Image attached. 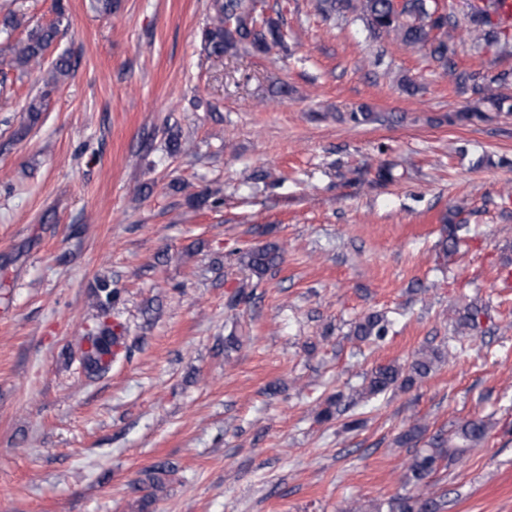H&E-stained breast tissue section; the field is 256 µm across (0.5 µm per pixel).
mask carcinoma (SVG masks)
Here are the masks:
<instances>
[{
	"label": "carcinoma",
	"instance_id": "carcinoma-1",
	"mask_svg": "<svg viewBox=\"0 0 512 512\" xmlns=\"http://www.w3.org/2000/svg\"><path fill=\"white\" fill-rule=\"evenodd\" d=\"M214 14L209 24L201 32L204 49L211 56L222 57L224 52L237 43H247L257 52H266L271 46L282 42L280 20L271 16H256L248 10L246 0H215ZM316 9L321 13L352 12L365 21L376 35L393 33L409 47L428 51L438 64L448 83L456 88H470L478 102H488L497 110H512L507 100L493 94V88L507 82L509 73L468 71L459 66L452 46L454 32L458 24L446 13L438 12L434 0H318ZM68 22L63 4H58L57 19L49 25H35L28 29L25 38L11 41L13 32L26 24L25 17L8 12L0 19V39L6 42L9 51V66L27 70L42 65L47 49L57 40L61 26ZM73 69L71 56L63 53L51 61L41 91L31 97L22 107L26 122L16 132L24 137L35 127L44 112V102L52 90L62 83ZM284 249L276 242H268L246 252L241 263L253 274L260 277L278 266L283 259ZM117 291L103 280L95 293L96 306L108 307L116 298ZM485 311L477 307H467L456 318L460 330H476ZM387 333V322L380 313H370L363 317L354 328L360 340L381 339ZM121 340L112 326L103 323L96 334L86 338L88 348L81 352V362L91 375H101L108 371L112 355L111 347ZM453 355V350L443 351L432 348L421 351L408 364L378 365L364 377L361 388L356 391L358 400H367L388 391L411 387L416 381L427 377L434 365L445 356ZM489 425L482 419L468 420L459 426L454 435L465 443L483 440ZM423 428L413 425L404 431L399 443L415 449L407 471L402 479L401 491L388 500L376 503L371 508L361 506L349 512H443L445 501L432 490L430 478L442 464L448 461V440L437 436L420 448Z\"/></svg>",
	"mask_w": 512,
	"mask_h": 512
}]
</instances>
